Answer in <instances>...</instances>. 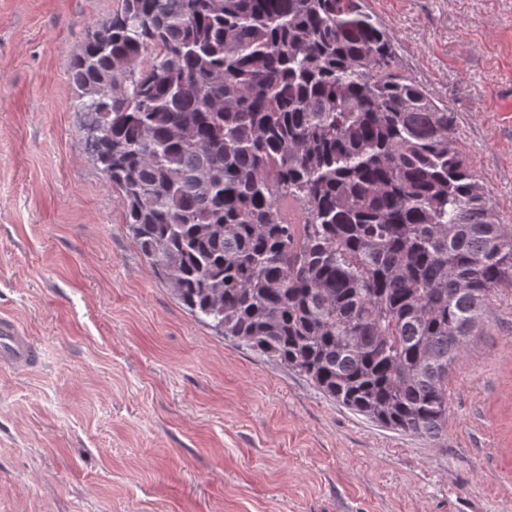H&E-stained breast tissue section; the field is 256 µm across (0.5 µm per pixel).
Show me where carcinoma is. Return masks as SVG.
Wrapping results in <instances>:
<instances>
[{
	"instance_id": "obj_1",
	"label": "carcinoma",
	"mask_w": 512,
	"mask_h": 512,
	"mask_svg": "<svg viewBox=\"0 0 512 512\" xmlns=\"http://www.w3.org/2000/svg\"><path fill=\"white\" fill-rule=\"evenodd\" d=\"M69 79L192 314L386 428L445 433L448 373L512 288V226L363 0H122Z\"/></svg>"
}]
</instances>
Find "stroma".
<instances>
[{"instance_id":"stroma-1","label":"stroma","mask_w":512,"mask_h":512,"mask_svg":"<svg viewBox=\"0 0 512 512\" xmlns=\"http://www.w3.org/2000/svg\"><path fill=\"white\" fill-rule=\"evenodd\" d=\"M512 225V0H365ZM121 0H0V512H512V288L432 441L225 338L154 274L84 149L69 65ZM38 353L26 331L10 316H0V370L24 372Z\"/></svg>"}]
</instances>
